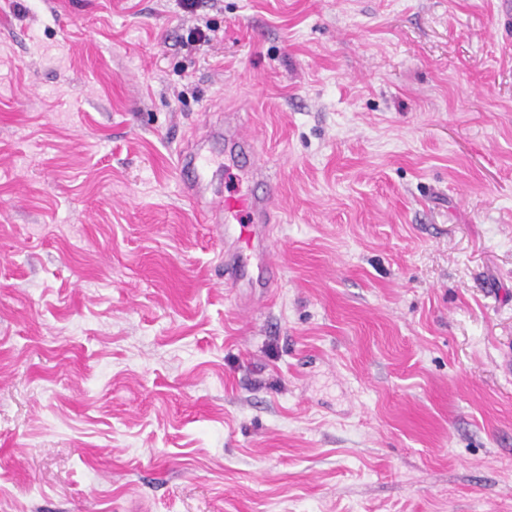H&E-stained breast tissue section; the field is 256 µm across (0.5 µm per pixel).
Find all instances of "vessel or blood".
<instances>
[{
  "label": "vessel or blood",
  "mask_w": 512,
  "mask_h": 512,
  "mask_svg": "<svg viewBox=\"0 0 512 512\" xmlns=\"http://www.w3.org/2000/svg\"><path fill=\"white\" fill-rule=\"evenodd\" d=\"M211 137L224 143L225 153L196 146L179 154L183 193L196 203L216 236L224 240L225 283L232 288L243 287L245 271L253 265L259 271L255 287L262 294H271L280 281L279 267L265 245L273 224L279 221L273 206L276 184L266 172L257 142L241 130L233 117H225L223 126L212 132ZM228 153L244 164L251 188L239 195H208V175L213 168L223 165ZM241 212L248 215V223L234 225V218Z\"/></svg>",
  "instance_id": "1"
}]
</instances>
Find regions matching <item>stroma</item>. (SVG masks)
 Instances as JSON below:
<instances>
[{
	"mask_svg": "<svg viewBox=\"0 0 512 512\" xmlns=\"http://www.w3.org/2000/svg\"><path fill=\"white\" fill-rule=\"evenodd\" d=\"M228 111L250 312L177 170ZM511 354L500 0H0V512H512ZM209 138L224 141L230 154L244 164L253 188L239 195L207 196L208 175L214 167L224 164V156L214 148L204 151L197 145L178 155L184 196L196 203L207 224H213L216 236L224 235V282L230 288H259L267 296L279 288L280 281L279 267L263 244L270 238L271 224L280 222L273 206L276 183L266 173L257 142L240 129L230 114L224 116V127L220 124L206 140ZM240 212L249 216V224H227ZM253 263L258 277L244 283L245 270Z\"/></svg>",
	"mask_w": 512,
	"mask_h": 512,
	"instance_id": "1",
	"label": "stroma"
}]
</instances>
